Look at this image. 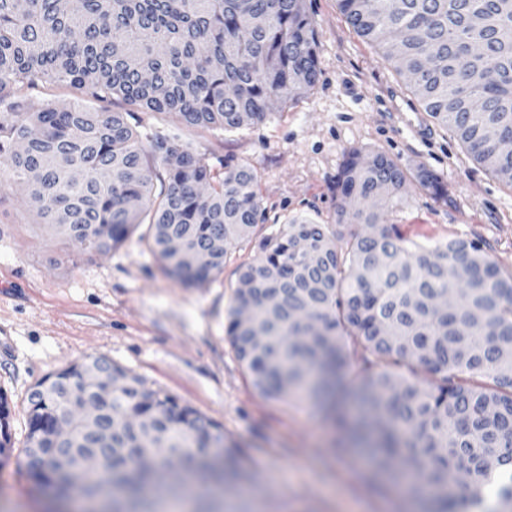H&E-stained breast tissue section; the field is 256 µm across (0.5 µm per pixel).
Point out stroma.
I'll return each instance as SVG.
<instances>
[{"label": "stroma", "instance_id": "obj_1", "mask_svg": "<svg viewBox=\"0 0 512 512\" xmlns=\"http://www.w3.org/2000/svg\"><path fill=\"white\" fill-rule=\"evenodd\" d=\"M317 32L319 78L296 102L272 101L265 120L242 131L185 124L169 112H136L124 98L98 102L134 112L142 142L178 139L214 173L249 166L263 218L239 241L224 269L199 286L178 282L151 249L146 226L97 252L55 235L0 165V390L12 409V454L0 465V512H55L23 467L26 398L43 377L93 356L139 377L216 421L240 445L251 482L226 494L230 512H413L408 492L387 483L353 447L341 418L364 367L349 352L338 415L301 395L259 393L227 327L242 270L257 263V242L294 219L337 221L336 181L351 152L383 153L409 173L404 202L386 223L422 244L477 240L503 276L512 275V184L477 163L458 137L425 111L406 76L380 47L351 28L338 0H305ZM425 126L427 138L412 129ZM440 174L447 198L419 183Z\"/></svg>", "mask_w": 512, "mask_h": 512}]
</instances>
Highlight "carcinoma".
Returning a JSON list of instances; mask_svg holds the SVG:
<instances>
[{
	"mask_svg": "<svg viewBox=\"0 0 512 512\" xmlns=\"http://www.w3.org/2000/svg\"><path fill=\"white\" fill-rule=\"evenodd\" d=\"M347 23L378 44L430 116L450 128L483 164L512 184V0H339ZM316 30L304 0H0V162L27 188L43 219L91 250L113 248L149 218L148 237L173 275L203 283L224 269L228 248L262 219L257 178L241 165L219 176L177 139L156 134L144 147L123 112L29 106L19 90L70 83L94 101L120 95L150 112L177 114L192 126L236 132L262 120L275 97L293 102L319 70ZM499 132L486 138L487 128ZM167 181L154 189L150 160ZM406 172L383 153L346 161L336 224L293 220L259 244L261 258L240 274L228 335L254 386L268 397L303 394L327 403L342 383L352 347L365 360L356 395L363 414L354 427L375 469L404 484L421 512H472L494 485V512H512V278L506 280L475 241L410 246L384 211L402 204ZM372 234L346 231V199ZM172 238L209 249L205 267L183 266ZM469 274L451 311L434 306L448 290V261ZM273 293L279 304L267 308ZM255 313L270 334L263 347L239 320ZM312 311L305 341L282 337ZM425 369L428 387L396 375ZM108 367L125 380L103 404L97 428L73 420L76 438H50L64 397L101 400L103 381L85 388L89 371ZM127 419L112 422V410ZM23 465L36 488L60 502L78 491L88 503L115 487L119 512H155L153 475L178 456L190 459L197 494L246 473L236 445L219 426L105 357L51 373L27 398ZM147 430L159 435L141 447ZM13 448L10 408L0 390V465ZM61 452L97 454L103 467L79 477L52 469ZM494 459L490 471L486 463Z\"/></svg>",
	"mask_w": 512,
	"mask_h": 512,
	"instance_id": "cac0c4a2",
	"label": "carcinoma"
}]
</instances>
